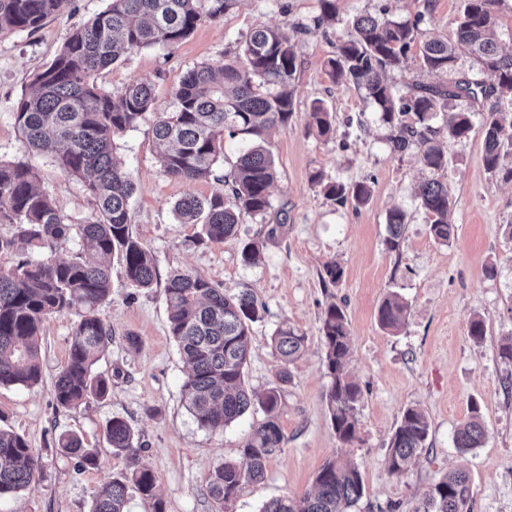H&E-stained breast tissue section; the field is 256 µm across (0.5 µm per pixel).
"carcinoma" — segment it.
Wrapping results in <instances>:
<instances>
[{"label":"carcinoma","mask_w":512,"mask_h":512,"mask_svg":"<svg viewBox=\"0 0 512 512\" xmlns=\"http://www.w3.org/2000/svg\"><path fill=\"white\" fill-rule=\"evenodd\" d=\"M69 0H0V34L35 30ZM488 0H466L463 16L452 37L432 38L421 49V65L443 73L439 83L417 82L396 95L386 74L399 68L415 40L417 25L387 18L386 9L354 19L336 42V55L327 61V73L336 81L365 91L381 120L391 129L393 151L421 150L423 165L442 170L448 157L437 144L444 133L462 139L471 130V115L449 109L460 99L476 101L492 96L512 100V53L496 39L495 14ZM237 0H109L105 10L77 27L61 52L37 77L36 87L22 95L13 112L15 125L27 144L53 160L60 171L80 181L96 205L95 218L79 225L81 251L64 261L20 260L0 268V387H32L42 378L40 332L57 314L77 312L68 361L57 376L52 394L65 410L80 408L91 397L103 398L112 380L94 372L112 328L97 315L112 291L109 258H117L124 277L137 288H150L157 276L154 256L129 232V200L136 187L113 158L114 137L135 128L153 104L152 86L136 82L119 95L102 91L99 71L132 50L156 45L174 47L206 21H217ZM467 52L478 72L489 71L495 83L486 84L459 70V56ZM297 56L288 33L279 28L259 29L244 41L241 53L216 69L201 63L189 70L173 91L174 110L163 112L153 127V142L163 172L193 183L213 178L224 183L229 196L215 193L199 199L187 196L174 205L183 224L200 225V241L222 243L237 234L242 216L263 215L271 207L270 187L276 179L271 153L264 147L275 127H286L293 113L290 89ZM311 118L319 135L332 131L329 112L320 103ZM512 118L505 112L488 113L484 131L486 169L512 182V166L503 164V148L512 147ZM240 139L239 151L228 173L219 176L224 159V136ZM324 196L338 204L368 203L371 190L364 183L345 185L314 176ZM37 176L24 163L0 160V224L13 227L0 235V253L19 247L53 248L69 238L73 224L53 201L40 192ZM420 206L431 217L433 238L446 244L455 234L448 223V186L437 179L421 183ZM406 214L399 208L387 214L391 251L399 248ZM165 300L170 335L189 370L182 383L184 401L199 428L222 431L249 410L258 407L263 422L240 450L210 473L208 494L218 502L234 500L243 485L261 480L266 464L281 450L279 394L272 389L259 397L245 385V366L251 325L263 305L243 290L228 293L190 271L176 270L167 278ZM407 305L396 294L385 297L378 309L382 328L397 330ZM324 365L330 384L327 408L336 436L345 445L357 440L356 408L361 389L348 372L350 333L343 310L331 304L321 320ZM306 336L283 325L273 344L288 365L304 350ZM112 450L125 457L128 473L114 479L96 497L91 512H125L129 486L148 500L150 512H165L155 491L152 472L139 465L141 445L130 423L110 419L105 428ZM429 423L418 408H407L393 433L387 455L390 473L403 476L412 459L425 447ZM484 429L472 415L456 431L455 446L463 451L479 447ZM64 455L83 468L97 464V450L73 433L59 436ZM41 474L39 458L19 434L0 429V495L25 489ZM363 494L359 470L339 457L327 461L315 479V492L280 497L261 512H348ZM422 512H472L468 475L450 471L432 487Z\"/></svg>","instance_id":"1"}]
</instances>
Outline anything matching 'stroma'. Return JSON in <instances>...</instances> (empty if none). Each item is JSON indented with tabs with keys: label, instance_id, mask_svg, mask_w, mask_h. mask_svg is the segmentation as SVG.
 Wrapping results in <instances>:
<instances>
[{
	"label": "stroma",
	"instance_id": "obj_1",
	"mask_svg": "<svg viewBox=\"0 0 512 512\" xmlns=\"http://www.w3.org/2000/svg\"><path fill=\"white\" fill-rule=\"evenodd\" d=\"M107 0H69L35 31L0 36V159L27 163L38 186L73 224L95 214L93 199L76 179L64 175L50 157L31 149L17 130L12 112L36 76L60 52L76 27L105 9ZM336 18L316 26L319 0H238L216 22L202 23L173 47L136 49L101 71L97 83L117 94L133 82L154 86L155 102L137 127L116 137L117 161L131 175L129 231L155 255L158 280L140 289L112 264V293L99 317L112 327V341L95 365L112 380L106 397L91 398L78 410L56 407L52 388L64 368L78 319L50 317L40 338L42 379L30 388L0 387V428L23 436L43 465L42 479L24 490L0 496V512H90L94 497L127 471L105 434L109 419H126L138 434L141 466L154 477L165 512H260L272 499L313 491L320 468L335 457L357 465L363 495L353 512H417L426 493L451 469L471 477L473 512H512V365L498 356L512 336V182L488 172L483 163L484 125L494 100L470 105L472 128L466 138L440 137L448 154L445 170L425 168L418 151L392 152L390 130L364 92L333 82L325 63L336 51L355 16L386 9L388 18L417 23L416 39L402 68L389 73L397 93L418 79L436 82L421 68V47L433 36H452L464 0H335ZM278 27L295 44L293 115L274 130L266 147L277 170L271 208L244 217L235 237L199 242L198 229L179 223L174 204L189 195L207 198L223 191L211 179L186 183L165 175L152 140L159 113L172 111V92L201 63L221 66L239 51L245 36ZM333 117L334 131L320 137L310 126L315 102ZM371 189L368 204L339 205L324 197L312 177ZM436 178L452 200L454 237L434 240L430 218L416 198L418 185ZM398 207L407 214L398 250H388L386 215ZM261 242L260 256L241 259L245 242ZM338 262L339 284L322 278L324 266ZM494 275H486V267ZM202 275L236 292L251 290L264 311L252 326L245 368L247 385L257 393L280 395L282 450L267 463L262 480L243 486L228 504L207 493L211 471L237 459L264 414L254 410L223 432L200 429L186 409L181 385L187 366L169 333L164 287L171 270ZM391 293L408 305L403 326L381 328L377 310ZM348 319L350 371L362 399L357 406L358 439L342 444L332 426L325 394L329 378L319 328L330 304ZM482 320L486 334L475 340L470 323ZM304 333L302 355L282 365L272 336L282 325ZM140 339L138 349L127 334ZM287 381H280V371ZM421 409L429 421L426 445L403 477L391 475L386 458L404 409ZM478 415L485 436L463 452L454 434ZM74 433L96 449V466L82 469L61 454L56 441Z\"/></svg>",
	"mask_w": 512,
	"mask_h": 512
}]
</instances>
